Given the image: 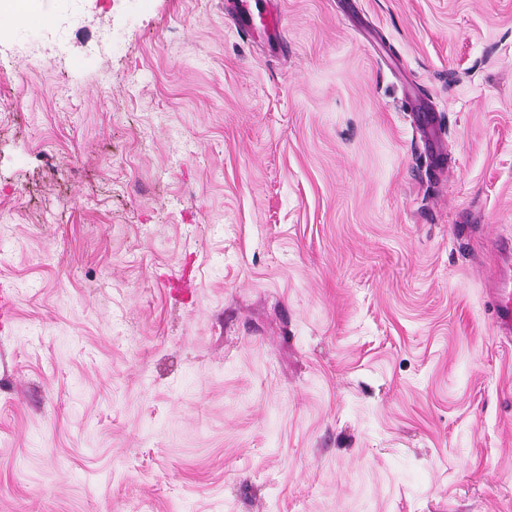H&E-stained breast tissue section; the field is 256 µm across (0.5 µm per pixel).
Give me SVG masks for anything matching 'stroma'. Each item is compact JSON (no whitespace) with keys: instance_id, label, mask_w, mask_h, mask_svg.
I'll list each match as a JSON object with an SVG mask.
<instances>
[{"instance_id":"35a3bbf8","label":"stroma","mask_w":512,"mask_h":512,"mask_svg":"<svg viewBox=\"0 0 512 512\" xmlns=\"http://www.w3.org/2000/svg\"><path fill=\"white\" fill-rule=\"evenodd\" d=\"M281 9L0 25V512H512V0ZM259 1L233 0L232 14L240 18L252 17L254 16L255 8L265 34L281 38L285 30L281 11L275 6L274 0H263V7L260 6L261 3ZM512 247L506 243L498 259L492 281L491 299L494 303L493 328L495 334L512 342Z\"/></svg>"}]
</instances>
